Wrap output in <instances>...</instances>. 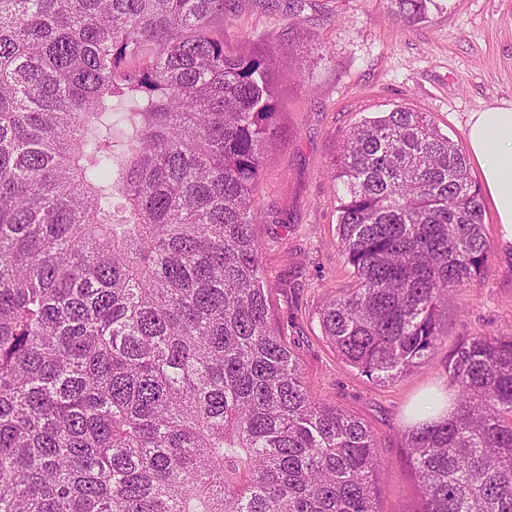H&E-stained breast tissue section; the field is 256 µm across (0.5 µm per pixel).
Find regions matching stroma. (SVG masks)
Masks as SVG:
<instances>
[{
    "label": "stroma",
    "instance_id": "1",
    "mask_svg": "<svg viewBox=\"0 0 512 512\" xmlns=\"http://www.w3.org/2000/svg\"><path fill=\"white\" fill-rule=\"evenodd\" d=\"M425 21L401 25L390 0H305L297 18L272 0H226L214 29L229 49L250 35L275 46L279 115L265 145L257 227L272 323L282 329L315 395L361 419L377 438L384 471L379 512H420L405 427L426 396L447 391L434 362L395 381L364 376L326 338L320 312L354 288L336 248L340 182L330 171L343 133L397 107L428 113L464 143L470 113L512 102V0H439ZM488 269L448 293L442 352L467 336L512 330V246L485 213Z\"/></svg>",
    "mask_w": 512,
    "mask_h": 512
}]
</instances>
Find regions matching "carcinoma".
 <instances>
[{"label":"carcinoma","mask_w":512,"mask_h":512,"mask_svg":"<svg viewBox=\"0 0 512 512\" xmlns=\"http://www.w3.org/2000/svg\"><path fill=\"white\" fill-rule=\"evenodd\" d=\"M407 24L435 0H392ZM224 0H0V512H378L370 428L308 389L271 324L254 225L273 55ZM321 325L395 380L435 360L448 291L486 273L480 189L431 116L341 139ZM415 422L420 512H512V331L443 361Z\"/></svg>","instance_id":"1"}]
</instances>
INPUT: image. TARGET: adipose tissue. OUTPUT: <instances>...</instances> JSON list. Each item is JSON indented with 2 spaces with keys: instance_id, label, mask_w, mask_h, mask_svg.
Masks as SVG:
<instances>
[{
  "instance_id": "adipose-tissue-1",
  "label": "adipose tissue",
  "mask_w": 512,
  "mask_h": 512,
  "mask_svg": "<svg viewBox=\"0 0 512 512\" xmlns=\"http://www.w3.org/2000/svg\"><path fill=\"white\" fill-rule=\"evenodd\" d=\"M464 136L502 240L512 244V103L470 113Z\"/></svg>"
}]
</instances>
